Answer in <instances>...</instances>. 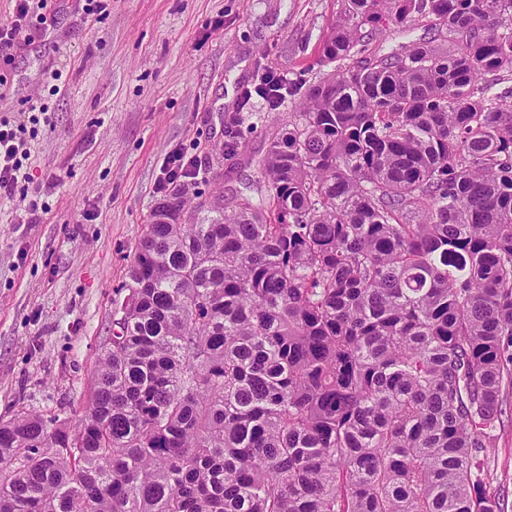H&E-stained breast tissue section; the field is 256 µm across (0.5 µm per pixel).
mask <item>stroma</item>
Masks as SVG:
<instances>
[{
    "label": "stroma",
    "instance_id": "1",
    "mask_svg": "<svg viewBox=\"0 0 512 512\" xmlns=\"http://www.w3.org/2000/svg\"><path fill=\"white\" fill-rule=\"evenodd\" d=\"M341 0H47L0 49V118L21 123L29 175L0 192V421L19 410L79 420L112 327V300L175 153L191 189L244 188L297 98L244 102L266 74L314 81ZM63 73L54 86L51 71ZM237 116L247 162L222 151ZM227 173L225 182L216 173ZM492 447L489 493L512 512V388Z\"/></svg>",
    "mask_w": 512,
    "mask_h": 512
}]
</instances>
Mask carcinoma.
<instances>
[{"label":"carcinoma","mask_w":512,"mask_h":512,"mask_svg":"<svg viewBox=\"0 0 512 512\" xmlns=\"http://www.w3.org/2000/svg\"><path fill=\"white\" fill-rule=\"evenodd\" d=\"M318 65L231 210L156 203L79 423H0V512H502L512 0H343ZM424 21H415L410 26V31H405V28L395 27L387 33V39L385 42V51H392L399 49L400 46L411 39H425L429 40L434 37L435 32L430 30ZM504 413L493 431L492 448H483L487 491L500 497L502 509L512 512V388L503 397Z\"/></svg>","instance_id":"carcinoma-1"}]
</instances>
